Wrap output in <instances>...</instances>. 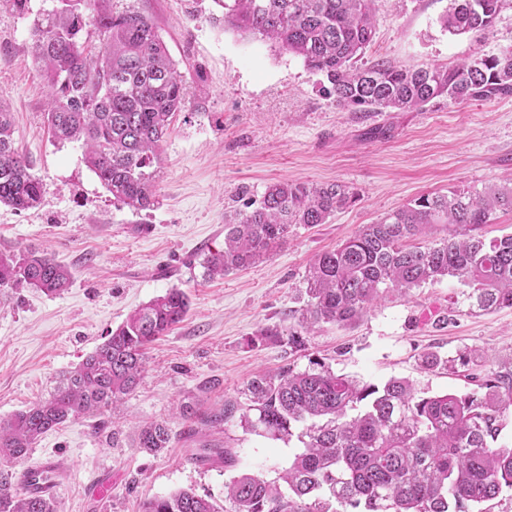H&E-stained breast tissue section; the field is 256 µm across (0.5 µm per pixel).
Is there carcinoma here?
Returning a JSON list of instances; mask_svg holds the SVG:
<instances>
[{
	"label": "carcinoma",
	"mask_w": 512,
	"mask_h": 512,
	"mask_svg": "<svg viewBox=\"0 0 512 512\" xmlns=\"http://www.w3.org/2000/svg\"><path fill=\"white\" fill-rule=\"evenodd\" d=\"M33 21L32 55L50 91L47 121L60 143L79 142L84 159L120 204L156 203L159 146L185 98L175 62L150 18L115 12L112 0H56ZM375 0H213L232 29L267 38L325 76L322 92L343 108L363 112L417 110L432 100L491 99L512 93V49L447 66L400 68L377 60L355 66L375 34ZM501 0H451L443 25L452 34L487 28ZM96 34L99 45L92 44ZM43 184L14 145L12 113L0 105V204L38 207ZM341 182L278 181L256 206L225 220L224 249L208 253L211 276L268 257L295 224H325L355 201ZM512 212V185L481 191L428 193L365 224L336 249L317 255L304 278L303 305L288 332L262 335L291 349L316 326L350 325L390 293L407 296L444 278L468 287L480 311L512 308V234L488 239L481 228ZM447 234L433 236L437 227ZM26 284L59 294L69 270L47 252L0 254V287ZM186 294L171 288L136 310L77 367L60 376L49 398L0 422V465L25 456L40 436L80 415L102 413L134 390L145 372L144 350L179 323ZM480 392L418 395L414 383L392 377L382 385L335 373L310 360L297 370L257 374L246 402L224 404L204 424L238 418L244 431L301 444L277 480L241 473L224 484L231 512H475L512 488V446H493L512 408V361L483 377ZM170 429L152 423L138 447H168ZM201 465L235 466L228 448H200ZM16 477L0 468V512H56L47 494L13 491ZM144 512H219L193 490L157 496Z\"/></svg>",
	"instance_id": "obj_1"
}]
</instances>
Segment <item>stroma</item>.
<instances>
[{"label":"stroma","instance_id":"1","mask_svg":"<svg viewBox=\"0 0 512 512\" xmlns=\"http://www.w3.org/2000/svg\"><path fill=\"white\" fill-rule=\"evenodd\" d=\"M53 0H30L22 15L0 0V103L13 114L14 140L44 187L38 208L0 204V253L47 250L72 273L63 293L0 288V421L45 399L60 375L95 350L128 315L168 289L184 291V319L148 345L145 376L114 409L43 434L12 463L15 474L49 461L57 468V512H143L146 501L181 489L211 496L227 512L222 463L200 465L197 448L231 449L237 469L273 479L294 448L244 433L236 421L201 425L225 402L243 401L257 373L305 369L317 358L333 371L382 384L408 378L431 394L475 391L472 374L512 358V309L471 308L453 279L389 296L348 327L325 324L290 350L266 327L293 325L304 276L318 254L365 224L425 193L483 190L512 181V94L492 99L439 98L410 112H357L321 90V74L271 41L215 23L213 0H112L114 11L149 14L186 87L159 148L157 205L134 211L113 201L77 143H55L47 84L31 53L33 17ZM449 0H376L375 37L360 59L405 68L452 66L512 49V0L493 23L463 35L442 18ZM385 136L369 137L370 129ZM289 180L342 182L357 192L328 223L293 226L288 243L256 264L221 277L204 268L224 246V217L245 210L266 187ZM481 351L480 365L426 369L421 356ZM159 422L167 448L138 446L142 426ZM112 481L96 499L91 483Z\"/></svg>","mask_w":512,"mask_h":512}]
</instances>
